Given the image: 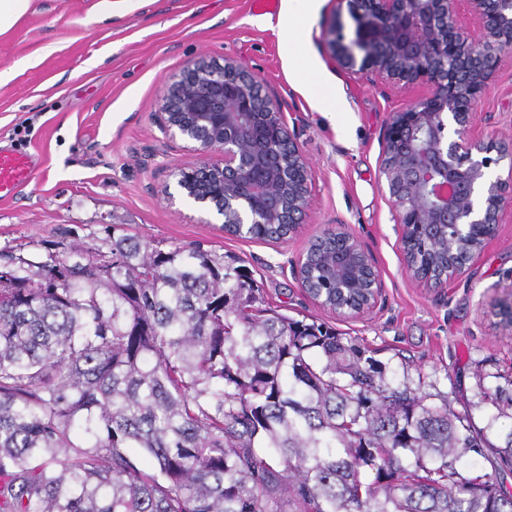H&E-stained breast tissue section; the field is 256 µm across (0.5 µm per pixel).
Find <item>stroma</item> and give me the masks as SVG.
Wrapping results in <instances>:
<instances>
[{"mask_svg": "<svg viewBox=\"0 0 512 512\" xmlns=\"http://www.w3.org/2000/svg\"><path fill=\"white\" fill-rule=\"evenodd\" d=\"M295 18L299 43L279 23ZM352 29L337 0H125L112 15L100 0H31L0 35V150L30 155L31 180L0 199V250L40 252L46 241L96 243L108 230L162 244L230 252L253 270L264 298L288 316L328 324L382 361L390 378L442 394L484 427L482 392L512 383V329L494 311L512 297V199L497 235L467 271L428 291L409 277L397 247L394 208L379 172L392 113L422 97L343 70L329 48L334 20ZM234 57L273 91L295 121L312 168L309 216L285 243L225 236L194 203L159 195L173 171L193 163L158 120L164 80L197 56ZM336 90V116L323 87ZM484 138L512 149V49L477 106ZM345 224L382 276L376 309L342 318L302 290L296 263L324 227Z\"/></svg>", "mask_w": 512, "mask_h": 512, "instance_id": "35a3bbf8", "label": "stroma"}]
</instances>
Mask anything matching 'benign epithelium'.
I'll return each instance as SVG.
<instances>
[{
  "instance_id": "1",
  "label": "benign epithelium",
  "mask_w": 512,
  "mask_h": 512,
  "mask_svg": "<svg viewBox=\"0 0 512 512\" xmlns=\"http://www.w3.org/2000/svg\"><path fill=\"white\" fill-rule=\"evenodd\" d=\"M353 22L328 31L332 57L345 70L387 86L427 88V95L393 113L379 171L395 209L397 243L418 286L447 287L497 234L512 175L490 177L503 160L502 143L474 135L476 108L501 55L512 48V0H345ZM475 17L480 35L458 25ZM158 121L180 138L196 162L173 171L178 195L222 219L224 235L246 238L254 224H286L292 238L307 216L312 171L289 129L279 98L246 64L226 58L188 61L168 77ZM446 240L444 274L416 263L414 227ZM332 243L343 256L327 271L351 303L346 311L319 298L339 316L363 317L376 308L382 278L371 256L344 224L313 236L304 253Z\"/></svg>"
}]
</instances>
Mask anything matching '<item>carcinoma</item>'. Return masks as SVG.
<instances>
[{
    "instance_id": "obj_1",
    "label": "carcinoma",
    "mask_w": 512,
    "mask_h": 512,
    "mask_svg": "<svg viewBox=\"0 0 512 512\" xmlns=\"http://www.w3.org/2000/svg\"><path fill=\"white\" fill-rule=\"evenodd\" d=\"M43 248L0 250V512H512V388L477 429L199 243Z\"/></svg>"
}]
</instances>
